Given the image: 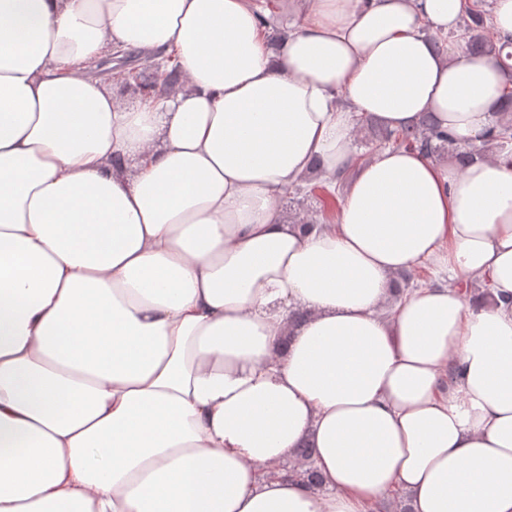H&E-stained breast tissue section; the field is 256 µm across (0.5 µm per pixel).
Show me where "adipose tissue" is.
<instances>
[{"label": "adipose tissue", "mask_w": 512, "mask_h": 512, "mask_svg": "<svg viewBox=\"0 0 512 512\" xmlns=\"http://www.w3.org/2000/svg\"><path fill=\"white\" fill-rule=\"evenodd\" d=\"M290 6L0 0V512H512V154L353 159L362 114L475 141L504 72L434 48L466 0ZM119 47L179 84L119 101ZM289 1V0H288ZM287 0H274V9L270 11L269 9L265 10V14L268 16L270 12H274L273 14L276 16L277 25L282 28L288 22L290 24L292 22V17L288 15V2ZM263 10H259L258 15L260 18V27L262 31H264V35L267 34L268 42L271 44L276 42L280 35L281 30L276 29L271 25L270 18H268L264 14V9L269 7V4L261 5Z\"/></svg>", "instance_id": "obj_1"}]
</instances>
